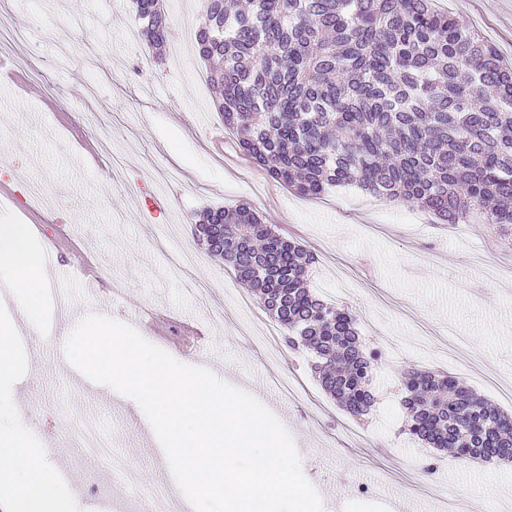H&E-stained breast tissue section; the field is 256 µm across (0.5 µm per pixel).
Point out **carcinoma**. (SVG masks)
Here are the masks:
<instances>
[{
  "label": "carcinoma",
  "instance_id": "cac0c4a2",
  "mask_svg": "<svg viewBox=\"0 0 512 512\" xmlns=\"http://www.w3.org/2000/svg\"><path fill=\"white\" fill-rule=\"evenodd\" d=\"M148 44L160 0H134ZM212 102L241 151L301 195L356 184L450 224L472 217L512 243V62L433 0H203L195 35ZM195 235L300 346L356 416L375 403L376 351L351 313L307 288L314 256L242 205L207 209ZM408 433L457 458L512 460V419L452 376L410 371Z\"/></svg>",
  "mask_w": 512,
  "mask_h": 512
}]
</instances>
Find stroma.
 <instances>
[{
    "mask_svg": "<svg viewBox=\"0 0 512 512\" xmlns=\"http://www.w3.org/2000/svg\"><path fill=\"white\" fill-rule=\"evenodd\" d=\"M466 18L512 60V0H435ZM161 57L141 34L130 0H0V57L24 55L22 89L0 84V183L42 188L43 222L21 212L38 241L68 270L97 264L102 282L62 280L68 310L52 309L51 333L25 335L36 360L18 380L24 421L55 453L82 512H113L128 490L176 482L146 416L91 387L76 393L65 342L81 313L127 322L132 308L156 317L149 342L189 365L219 371L271 410L291 434L306 478L325 512H398L404 499L432 512L437 497L467 512H512V461L445 459L404 434L403 375L417 368L452 375L512 416L492 386H512V246L489 224H438L406 203L354 185L303 196L273 181L225 136L211 105L206 69L188 37L202 21L201 0H166ZM59 102L69 117L51 114ZM249 206L281 236L310 251V290L348 308L362 342L389 338L391 354L373 371L376 403L357 418L319 385L306 349L260 338L273 318L234 271L198 242L208 208ZM195 261L179 265L181 252ZM208 330L200 354H182L180 325ZM95 421L132 473L134 488L105 481L68 446L67 434Z\"/></svg>",
    "mask_w": 512,
    "mask_h": 512,
    "instance_id": "obj_1",
    "label": "stroma"
}]
</instances>
